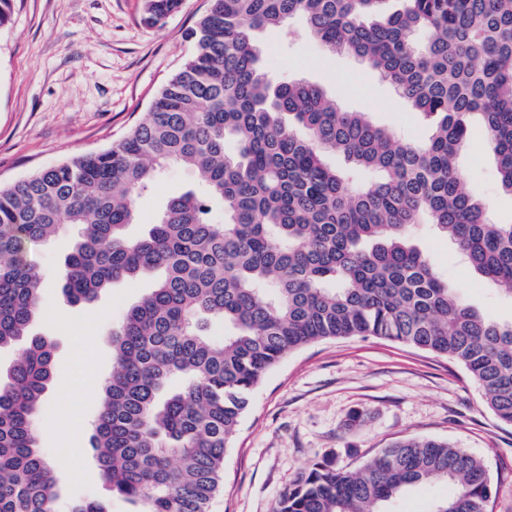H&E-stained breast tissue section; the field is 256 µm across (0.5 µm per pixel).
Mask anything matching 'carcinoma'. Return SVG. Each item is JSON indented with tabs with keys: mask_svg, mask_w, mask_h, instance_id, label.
I'll use <instances>...</instances> for the list:
<instances>
[{
	"mask_svg": "<svg viewBox=\"0 0 512 512\" xmlns=\"http://www.w3.org/2000/svg\"><path fill=\"white\" fill-rule=\"evenodd\" d=\"M181 0H151L153 26ZM210 0L185 33L192 51L119 143L0 188V349L20 346L0 384V512H54L57 478L34 417L54 375V343L31 333L41 273L33 249L79 229L62 273L75 303L119 280L154 287L112 331L92 448L104 495L71 512H208L224 459L265 374L331 338L375 337L462 364L512 426V322L465 302L411 242L425 216L475 273L512 296V224L489 221L456 159L479 117L512 196V0ZM304 18L393 86L430 129L403 141L303 80L274 83L254 33ZM233 139L238 152L227 151ZM329 154L346 165H328ZM200 173L204 194L173 196L141 237L136 200L160 172ZM377 174L365 183L359 174ZM219 209L220 224L208 214ZM217 319L224 340L209 333ZM183 381L168 389L170 379ZM446 482L435 512H482L483 462L444 440L407 438L356 471L311 462L275 512H384L402 493Z\"/></svg>",
	"mask_w": 512,
	"mask_h": 512,
	"instance_id": "carcinoma-1",
	"label": "carcinoma"
}]
</instances>
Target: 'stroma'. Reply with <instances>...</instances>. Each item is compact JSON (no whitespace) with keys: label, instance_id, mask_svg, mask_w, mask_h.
Segmentation results:
<instances>
[{"label":"stroma","instance_id":"stroma-1","mask_svg":"<svg viewBox=\"0 0 512 512\" xmlns=\"http://www.w3.org/2000/svg\"><path fill=\"white\" fill-rule=\"evenodd\" d=\"M205 7L206 0H182L161 24L148 26L143 0H14L11 20L0 28V187L121 140L189 55L185 33ZM256 44L271 79L319 84L341 107L368 113L376 125L408 139L426 136L423 121L388 82L350 54L323 51L302 17L259 33ZM457 164L489 218L512 224V196L499 188L498 162L482 131L473 130ZM200 182L195 171L167 167L138 199L139 220L128 234H145L167 197ZM76 236V228L63 227L36 251L43 280L33 331L55 342L52 392H68L70 413L83 424L72 454L61 457L52 403L35 417L57 476L55 512L102 494L90 441L112 371L111 332L153 286L146 278L122 280L91 303L71 304L61 273ZM412 239L469 304L494 320L512 321V297L472 271L434 225H415ZM83 329L95 336L86 355L75 341ZM82 363L92 368L89 378L77 374ZM356 410L365 414L358 425L350 422ZM408 437L444 439L481 459L494 490L490 512H512V426L486 407L462 365L374 337L321 341L264 376L226 453L224 491L210 512H274L311 461L332 456L337 467L355 470ZM77 468L85 477L75 482L70 473Z\"/></svg>","mask_w":512,"mask_h":512}]
</instances>
